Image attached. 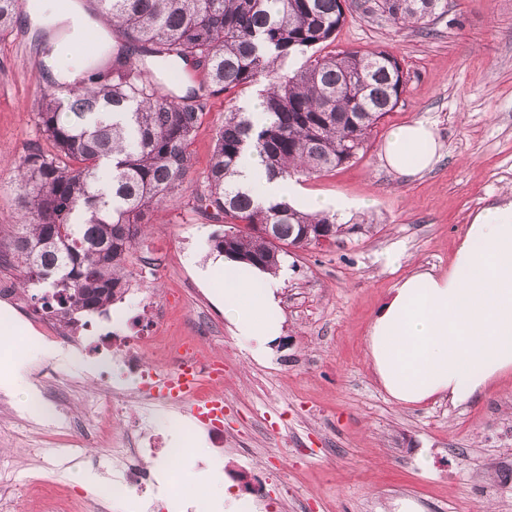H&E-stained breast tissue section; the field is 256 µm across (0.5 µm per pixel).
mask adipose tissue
I'll return each mask as SVG.
<instances>
[{
	"label": "adipose tissue",
	"instance_id": "obj_1",
	"mask_svg": "<svg viewBox=\"0 0 512 512\" xmlns=\"http://www.w3.org/2000/svg\"><path fill=\"white\" fill-rule=\"evenodd\" d=\"M73 37L51 42L45 77L59 86L86 75L79 43L95 40L79 0L69 14ZM441 143L435 128L415 120L390 131L381 159L396 174L432 169ZM224 283V314L238 338L267 353L281 333L279 277L228 258L200 269ZM374 374L397 404L445 397L463 403L512 372V200L475 214L459 238L447 272L421 268L397 282L366 338Z\"/></svg>",
	"mask_w": 512,
	"mask_h": 512
}]
</instances>
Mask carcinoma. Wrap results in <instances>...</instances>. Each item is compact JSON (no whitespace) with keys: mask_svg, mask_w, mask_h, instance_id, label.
<instances>
[{"mask_svg":"<svg viewBox=\"0 0 512 512\" xmlns=\"http://www.w3.org/2000/svg\"><path fill=\"white\" fill-rule=\"evenodd\" d=\"M117 42L112 62L68 95L45 88L37 120L51 150L32 149L17 170L21 221L0 241V266L51 290L42 306L102 311L128 288L127 265L156 206L172 200L192 168L190 146L205 101L265 79L263 118L225 110L196 209L225 224L213 250L277 273L284 248L319 245L344 231L336 215L287 199L263 203L236 180L258 156L267 177H319L357 157L399 104L404 72L386 50L329 51L346 21L345 0H95ZM19 0H0V33ZM395 25L427 28L448 0H374ZM288 74L278 65L295 55ZM182 73L185 90H162ZM205 81L193 84V74ZM271 228L273 244L262 232Z\"/></svg>","mask_w":512,"mask_h":512,"instance_id":"cac0c4a2","label":"carcinoma"}]
</instances>
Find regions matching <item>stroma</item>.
<instances>
[{
    "label": "stroma",
    "mask_w": 512,
    "mask_h": 512,
    "mask_svg": "<svg viewBox=\"0 0 512 512\" xmlns=\"http://www.w3.org/2000/svg\"><path fill=\"white\" fill-rule=\"evenodd\" d=\"M372 0H351L333 50L389 51L406 79L399 105L375 128L357 159L317 178L299 179L305 198H346L360 207L347 216L362 225L336 244L289 249L282 259L283 331L272 354L254 359L224 316V302L202 281L200 267L217 259L210 247L220 224L193 212L205 185L216 135L228 104L258 96L259 85L209 97L190 150L194 158L180 195L150 215L140 253L162 266L138 291L113 302L107 315L81 314L78 338L89 359L38 343L20 327L26 375L11 389L25 403L36 381L56 372L82 379L102 393L120 380L121 364L98 374L95 359L155 326L203 322L202 341L224 362V438L184 417L174 429L157 413L153 430L166 443L184 437L194 450L177 475H164L163 456L147 458L155 476L178 495L182 512L192 499L180 481L223 475L252 512H395L412 500L419 512H512V376L469 402L436 398L395 403L379 385L366 356V336L396 282L416 268L447 270L466 224L482 208L512 199V0H448L430 32L398 27L374 13ZM46 51L24 24L0 34V238L20 219L13 166L43 143L36 112ZM422 119L435 127L441 157L421 177L397 175L380 160L388 131ZM17 476L43 471L36 495L13 512H41L44 497L78 501L112 496V458L89 448L87 459L60 464L63 451L41 447L31 427L16 429ZM88 472L93 491L75 484Z\"/></svg>",
    "instance_id": "obj_1"
}]
</instances>
